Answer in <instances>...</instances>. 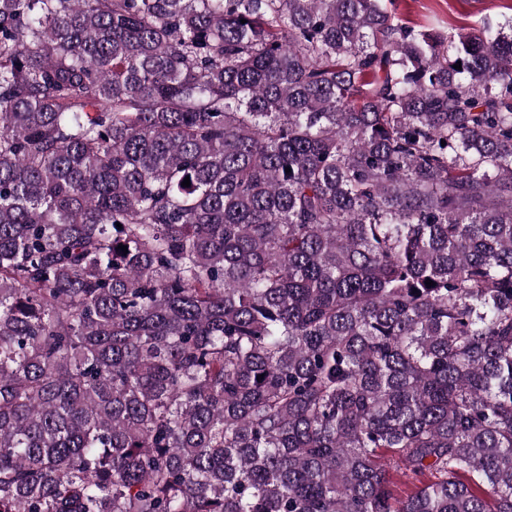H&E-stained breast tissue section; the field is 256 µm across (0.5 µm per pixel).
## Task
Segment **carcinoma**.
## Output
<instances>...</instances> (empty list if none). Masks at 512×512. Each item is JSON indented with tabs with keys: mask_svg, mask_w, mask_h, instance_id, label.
<instances>
[{
	"mask_svg": "<svg viewBox=\"0 0 512 512\" xmlns=\"http://www.w3.org/2000/svg\"><path fill=\"white\" fill-rule=\"evenodd\" d=\"M0 512H512V20L0 0Z\"/></svg>",
	"mask_w": 512,
	"mask_h": 512,
	"instance_id": "obj_1",
	"label": "carcinoma"
}]
</instances>
